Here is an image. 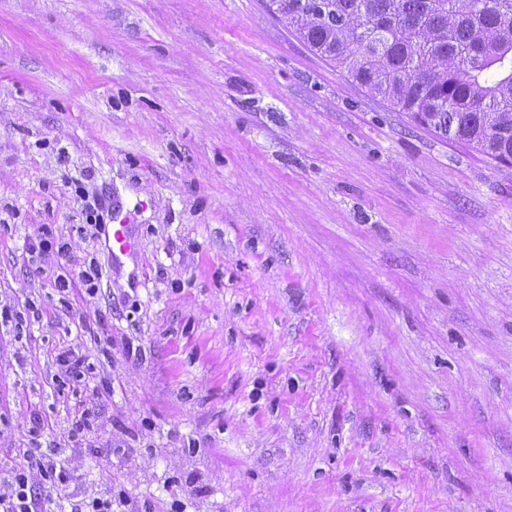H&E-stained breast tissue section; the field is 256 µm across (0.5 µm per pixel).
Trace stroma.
Wrapping results in <instances>:
<instances>
[{"mask_svg":"<svg viewBox=\"0 0 512 512\" xmlns=\"http://www.w3.org/2000/svg\"><path fill=\"white\" fill-rule=\"evenodd\" d=\"M1 301L0 470L54 454L67 510L512 512V166L268 0H0ZM112 222L116 223L112 224V245L109 246L112 258L133 253L135 240L127 217L119 218L118 215H113L112 213ZM58 372L67 381V384L84 382L92 373L94 365L87 362L86 357L75 349H63L55 357Z\"/></svg>","mask_w":512,"mask_h":512,"instance_id":"obj_1","label":"stroma"}]
</instances>
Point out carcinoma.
Returning a JSON list of instances; mask_svg holds the SVG:
<instances>
[{"instance_id": "obj_1", "label": "carcinoma", "mask_w": 512, "mask_h": 512, "mask_svg": "<svg viewBox=\"0 0 512 512\" xmlns=\"http://www.w3.org/2000/svg\"><path fill=\"white\" fill-rule=\"evenodd\" d=\"M370 93L498 161L512 154V0H270Z\"/></svg>"}]
</instances>
